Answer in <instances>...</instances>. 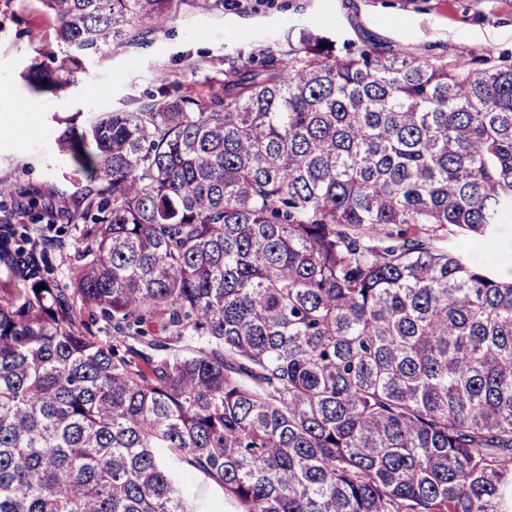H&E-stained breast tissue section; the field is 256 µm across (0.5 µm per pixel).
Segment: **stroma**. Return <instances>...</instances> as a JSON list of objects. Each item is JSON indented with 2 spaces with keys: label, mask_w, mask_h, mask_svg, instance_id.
Segmentation results:
<instances>
[{
  "label": "stroma",
  "mask_w": 512,
  "mask_h": 512,
  "mask_svg": "<svg viewBox=\"0 0 512 512\" xmlns=\"http://www.w3.org/2000/svg\"><path fill=\"white\" fill-rule=\"evenodd\" d=\"M325 32L337 44L368 31L407 52L481 65L486 56L512 55V0H224L220 14L188 11L143 47L122 48L78 74L58 93H37L22 73L39 60L44 29L22 0H0V86L25 104L15 133L0 140V181L13 194L41 190L64 204L81 187L72 164L59 153L58 117L78 125L97 114L129 108L161 83L189 86L217 76L225 55L259 53L267 40L289 30Z\"/></svg>",
  "instance_id": "obj_1"
}]
</instances>
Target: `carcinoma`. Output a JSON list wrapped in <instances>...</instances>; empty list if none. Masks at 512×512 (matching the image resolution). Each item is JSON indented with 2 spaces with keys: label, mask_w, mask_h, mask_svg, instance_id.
Segmentation results:
<instances>
[{
  "label": "carcinoma",
  "mask_w": 512,
  "mask_h": 512,
  "mask_svg": "<svg viewBox=\"0 0 512 512\" xmlns=\"http://www.w3.org/2000/svg\"><path fill=\"white\" fill-rule=\"evenodd\" d=\"M38 2L37 92L224 11ZM261 55L67 127L88 184L3 215L0 512H197L187 470L237 512H512V277L467 258L512 217V59ZM46 214L68 288L62 237L23 248ZM78 232L72 226V230L64 237L66 247L62 251H55L52 254V263L56 268L57 276L62 284L69 282L67 273L73 263V255L75 253L76 240Z\"/></svg>",
  "instance_id": "obj_1"
}]
</instances>
